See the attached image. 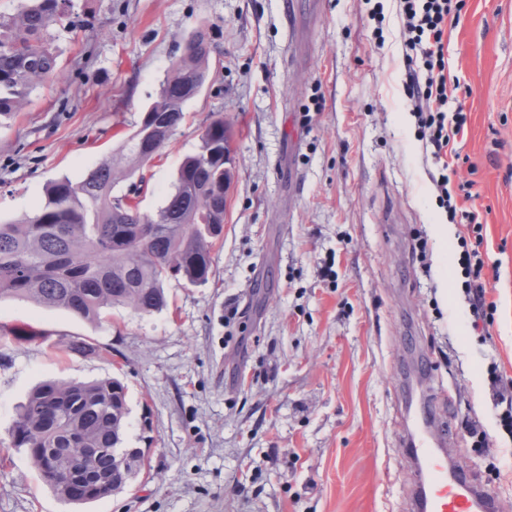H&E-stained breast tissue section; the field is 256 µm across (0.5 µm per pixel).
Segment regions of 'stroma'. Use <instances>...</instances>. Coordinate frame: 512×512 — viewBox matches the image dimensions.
<instances>
[{"label": "stroma", "mask_w": 512, "mask_h": 512, "mask_svg": "<svg viewBox=\"0 0 512 512\" xmlns=\"http://www.w3.org/2000/svg\"><path fill=\"white\" fill-rule=\"evenodd\" d=\"M73 3L82 26L54 40L60 76L0 122V224L115 151L200 27L208 80L143 167L140 210L163 205L214 112L233 178L207 282L168 278L162 311L93 323L0 300V512H77L9 430L40 382L112 376L127 388L124 445L149 449V466L78 512H412L411 402L431 411L452 463L512 512V0H466L443 36L468 115L451 183H471L482 257L498 268L486 331L457 264L466 225L447 252L432 238L447 213L406 92L399 0ZM20 326L39 338L12 336ZM74 339L105 351L67 350Z\"/></svg>", "instance_id": "35a3bbf8"}]
</instances>
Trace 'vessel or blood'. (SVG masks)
<instances>
[{
	"label": "vessel or blood",
	"instance_id": "vessel-or-blood-1",
	"mask_svg": "<svg viewBox=\"0 0 512 512\" xmlns=\"http://www.w3.org/2000/svg\"><path fill=\"white\" fill-rule=\"evenodd\" d=\"M408 444L419 470L416 512H499L491 492L450 470L447 458L425 439L413 436Z\"/></svg>",
	"mask_w": 512,
	"mask_h": 512
}]
</instances>
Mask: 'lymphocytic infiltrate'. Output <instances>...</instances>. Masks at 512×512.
<instances>
[{"instance_id":"f902f5d3","label":"lymphocytic infiltrate","mask_w":512,"mask_h":512,"mask_svg":"<svg viewBox=\"0 0 512 512\" xmlns=\"http://www.w3.org/2000/svg\"><path fill=\"white\" fill-rule=\"evenodd\" d=\"M402 14L411 36L406 41L405 61L409 70L408 94L417 106L415 118L419 137L432 146L435 160L457 156L455 141L465 131L467 115L463 107L449 109L448 78L445 74L444 29L451 16L459 14L460 0H401ZM434 183L439 191V205L450 218L467 224L474 235L472 244L464 245L459 257L466 277L464 287L475 320L491 324L496 306L486 298L483 279L484 262L479 252L483 225L476 212L459 206V199H471V192L455 196L447 172H440Z\"/></svg>"}]
</instances>
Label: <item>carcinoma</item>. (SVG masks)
Listing matches in <instances>:
<instances>
[{
	"mask_svg": "<svg viewBox=\"0 0 512 512\" xmlns=\"http://www.w3.org/2000/svg\"><path fill=\"white\" fill-rule=\"evenodd\" d=\"M73 0H27L0 17V117L9 118L40 85L60 73L49 32L70 18ZM212 48L200 31L172 64L141 128L84 179L50 182L45 201L31 216L0 224V299H29L67 309L94 322L107 309L151 314L167 307L169 276L192 284L208 280L212 250L224 231V115L214 112L202 130L198 152L181 163L173 191L153 215L130 195L116 196L120 180L148 161L147 149L172 137L190 93L202 83ZM128 408L118 378L74 384L48 380L21 405L11 437L41 467L40 448H100L94 467L112 472L123 443ZM68 505L97 501L69 497L46 482Z\"/></svg>",
	"mask_w": 512,
	"mask_h": 512,
	"instance_id": "cac0c4a2",
	"label": "carcinoma"
}]
</instances>
